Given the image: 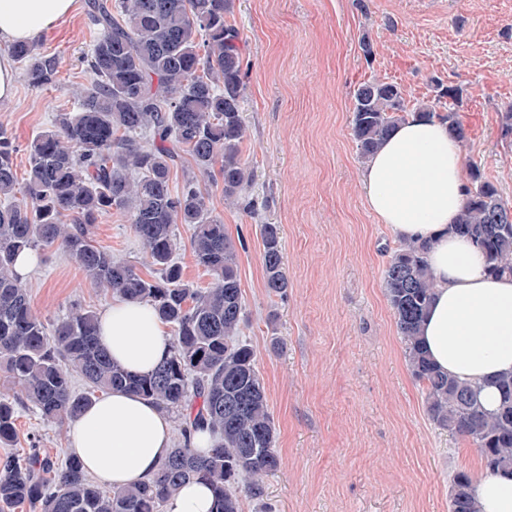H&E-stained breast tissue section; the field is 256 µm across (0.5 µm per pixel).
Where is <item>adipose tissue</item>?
Here are the masks:
<instances>
[{"mask_svg": "<svg viewBox=\"0 0 512 512\" xmlns=\"http://www.w3.org/2000/svg\"><path fill=\"white\" fill-rule=\"evenodd\" d=\"M74 0H0V42H32L68 15ZM457 140L446 123L416 116L397 125L368 159L360 181L370 212L402 241L430 244L436 279L421 326L437 369L479 387L488 411L499 404V377L512 374V277L489 275L483 256L454 226L467 185ZM100 341L129 372H150L170 352L166 324L145 303L118 298L100 317ZM70 449L108 488L150 477L172 448L167 413L114 390L69 423ZM479 512H512V470L476 485Z\"/></svg>", "mask_w": 512, "mask_h": 512, "instance_id": "obj_1", "label": "adipose tissue"}]
</instances>
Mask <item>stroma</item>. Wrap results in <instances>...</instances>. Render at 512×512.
<instances>
[{
  "instance_id": "obj_1",
  "label": "stroma",
  "mask_w": 512,
  "mask_h": 512,
  "mask_svg": "<svg viewBox=\"0 0 512 512\" xmlns=\"http://www.w3.org/2000/svg\"><path fill=\"white\" fill-rule=\"evenodd\" d=\"M89 0L39 39L57 55L54 84L30 86L15 65L12 99L0 102V128L15 146L25 180L28 145L72 108L84 86ZM241 33L247 63L243 156L254 170V212L229 204L208 178L211 213L238 250L246 307L240 337L256 353L276 429L279 465L263 499L243 512H449L453 479H481L478 449L428 418L422 386L387 301L384 271L399 241L369 212L363 161L352 136L353 94L372 78L403 87L411 104L455 112L476 163L512 205V138L501 134L512 107V0H232L227 16ZM373 47L364 56L362 41ZM457 100H449L448 90ZM281 227L285 298L264 287L259 225ZM175 260L193 287L212 277L191 250L193 229L174 227ZM97 245L149 274L125 218L103 214ZM46 325L81 308L102 313L112 292L95 287L70 257L45 249L23 277ZM13 447L0 457L41 449L69 453L67 424L17 411Z\"/></svg>"
}]
</instances>
